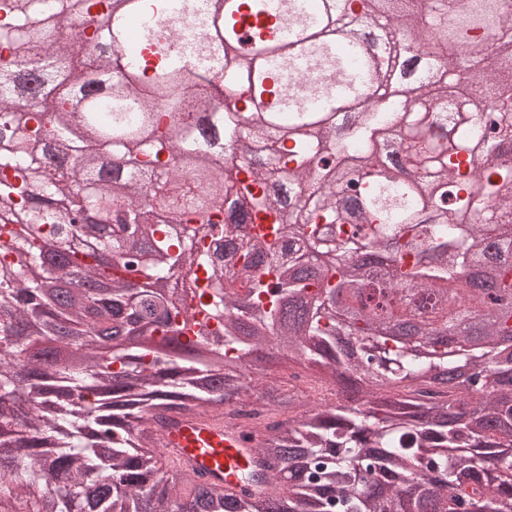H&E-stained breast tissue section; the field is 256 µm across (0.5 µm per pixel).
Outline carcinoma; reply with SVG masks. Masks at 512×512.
Returning a JSON list of instances; mask_svg holds the SVG:
<instances>
[{
	"label": "carcinoma",
	"instance_id": "cac0c4a2",
	"mask_svg": "<svg viewBox=\"0 0 512 512\" xmlns=\"http://www.w3.org/2000/svg\"><path fill=\"white\" fill-rule=\"evenodd\" d=\"M0 0V502L16 512H512V0ZM273 17L242 47V8ZM187 15L249 93L219 112L179 90L162 23ZM288 15V22L282 15ZM144 17L140 59L114 72L121 26ZM79 21L93 56L54 37ZM377 32L379 46L341 36ZM430 48L396 83L398 61ZM303 61L316 102L266 90ZM274 95L271 107L262 101ZM365 100L369 105L354 107ZM221 131L226 170L186 109ZM363 143L353 153L348 143ZM281 144L279 162L254 144ZM482 163L474 164V152ZM231 244L220 263L197 237ZM288 238L306 259L275 260ZM387 265L369 270L366 255ZM94 278L110 283L90 292ZM66 302L43 299L48 283ZM428 295L419 314L414 296ZM216 329L185 335L196 314ZM470 334L453 335L458 321ZM76 364L41 348L58 332ZM284 352L335 398L271 390ZM464 378L454 383L453 374ZM254 402L258 476L241 497L173 469L155 423Z\"/></svg>",
	"mask_w": 512,
	"mask_h": 512
}]
</instances>
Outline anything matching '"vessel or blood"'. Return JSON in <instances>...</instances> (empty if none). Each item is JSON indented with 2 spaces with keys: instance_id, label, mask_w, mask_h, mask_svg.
<instances>
[{
  "instance_id": "obj_1",
  "label": "vessel or blood",
  "mask_w": 512,
  "mask_h": 512,
  "mask_svg": "<svg viewBox=\"0 0 512 512\" xmlns=\"http://www.w3.org/2000/svg\"><path fill=\"white\" fill-rule=\"evenodd\" d=\"M156 440L168 462L196 472L203 482L237 487L239 475L252 467L254 443L219 413L173 415L158 424Z\"/></svg>"
}]
</instances>
